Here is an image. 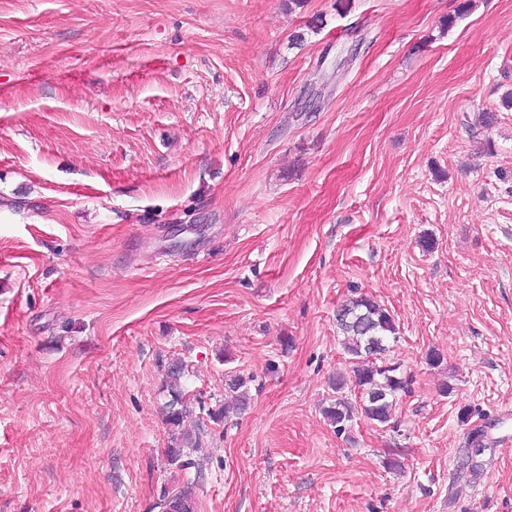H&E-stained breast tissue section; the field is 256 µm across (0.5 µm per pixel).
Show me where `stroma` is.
Wrapping results in <instances>:
<instances>
[{"instance_id": "stroma-1", "label": "stroma", "mask_w": 512, "mask_h": 512, "mask_svg": "<svg viewBox=\"0 0 512 512\" xmlns=\"http://www.w3.org/2000/svg\"><path fill=\"white\" fill-rule=\"evenodd\" d=\"M511 98L512 0H0V512H512L511 443L455 480L512 433ZM360 295L407 387L339 435ZM177 360L250 403L174 464ZM488 429L489 427L476 425L469 430L468 437L475 441L477 440L488 448L485 446H483V448H463L457 462L456 475L458 480L471 482V480L477 479L482 468L480 457L483 456L486 450L497 446L500 442V440H498L499 437H494Z\"/></svg>"}]
</instances>
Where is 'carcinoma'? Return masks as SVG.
Returning <instances> with one entry per match:
<instances>
[{"instance_id":"cac0c4a2","label":"carcinoma","mask_w":512,"mask_h":512,"mask_svg":"<svg viewBox=\"0 0 512 512\" xmlns=\"http://www.w3.org/2000/svg\"><path fill=\"white\" fill-rule=\"evenodd\" d=\"M336 324L342 335L341 345L352 365L354 387L359 390V399L352 400L344 394L346 380L337 376L330 382L335 393L323 413L328 422L340 435L348 429V423L357 417L370 420L381 427L390 424L396 408V396L405 390L406 380L397 375L399 366L386 367L385 354L389 342L396 340L398 327L394 318L376 300L368 296H357L346 300L337 310ZM185 365L176 361L167 372V388L172 400L166 405V419L169 425L179 429L167 447V457L175 462L181 458L186 448L201 447L199 434L183 428L186 418L192 414V401L186 396L182 386ZM233 403L225 406L211 418H224L229 410L240 412L249 402L246 380L235 375L226 382ZM486 448H465L457 462V479H476L481 472L480 457ZM195 502L190 493L183 491L165 505L163 512H194Z\"/></svg>"}]
</instances>
